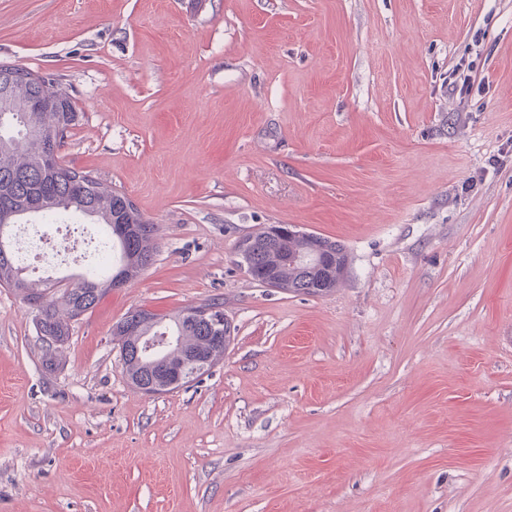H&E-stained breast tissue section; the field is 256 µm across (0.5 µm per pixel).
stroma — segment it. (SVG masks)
Returning a JSON list of instances; mask_svg holds the SVG:
<instances>
[{
    "label": "stroma",
    "instance_id": "1",
    "mask_svg": "<svg viewBox=\"0 0 512 512\" xmlns=\"http://www.w3.org/2000/svg\"><path fill=\"white\" fill-rule=\"evenodd\" d=\"M0 63L157 226L56 350L0 287V512H512V0H0ZM268 224L344 244L337 287L251 280ZM203 302L223 359L136 390L116 323Z\"/></svg>",
    "mask_w": 512,
    "mask_h": 512
}]
</instances>
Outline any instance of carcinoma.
Segmentation results:
<instances>
[{
	"instance_id": "carcinoma-1",
	"label": "carcinoma",
	"mask_w": 512,
	"mask_h": 512,
	"mask_svg": "<svg viewBox=\"0 0 512 512\" xmlns=\"http://www.w3.org/2000/svg\"><path fill=\"white\" fill-rule=\"evenodd\" d=\"M5 89L21 105L43 96L55 98L56 111L49 113L42 123L49 131L59 129L65 135L78 122L79 113L75 112L70 96L50 75L1 63L0 92ZM32 140V113L21 108L0 118V221L10 219V226L0 233V248L5 253V257H0V286L14 289L28 302L40 299L37 334L66 341L70 327L61 319L60 312L67 308L85 312L94 308L106 292L116 287L114 276L118 273L138 278L153 260L157 227L128 201L126 194L101 181L96 194L85 193L77 175L92 181L95 177L39 152L32 146ZM34 203L39 207L34 216L42 220L62 213L90 218L101 225L112 241V254L104 272L79 276L86 287L65 288L58 280L32 281L21 276L10 237L13 225L25 224L34 217L27 213ZM114 224L134 225V240L117 237L112 231ZM276 269L282 290L288 292L301 293L303 287L312 284L311 293L320 294L336 287L341 280L334 269L311 273L292 263L279 264Z\"/></svg>"
}]
</instances>
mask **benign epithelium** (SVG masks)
<instances>
[{
	"label": "benign epithelium",
	"mask_w": 512,
	"mask_h": 512,
	"mask_svg": "<svg viewBox=\"0 0 512 512\" xmlns=\"http://www.w3.org/2000/svg\"><path fill=\"white\" fill-rule=\"evenodd\" d=\"M288 240L301 242V247L289 255L276 253V245ZM314 243L315 237L298 230L295 224H269L261 235L243 240L238 246L237 256L247 271L267 253L281 263L291 261L302 267H317L325 255ZM182 316L187 325L208 335L209 348L205 351L182 350L180 363L172 368L168 361L159 357V353L174 345L179 347L181 342L178 337L170 335L165 320L158 316L149 319L140 309L128 314L121 326L122 335L116 340L123 360H131L141 366L140 371L129 379L136 389L154 395L185 386L209 370L215 354L224 349L227 318L222 307L212 303L192 305L183 311Z\"/></svg>",
	"instance_id": "1"
}]
</instances>
